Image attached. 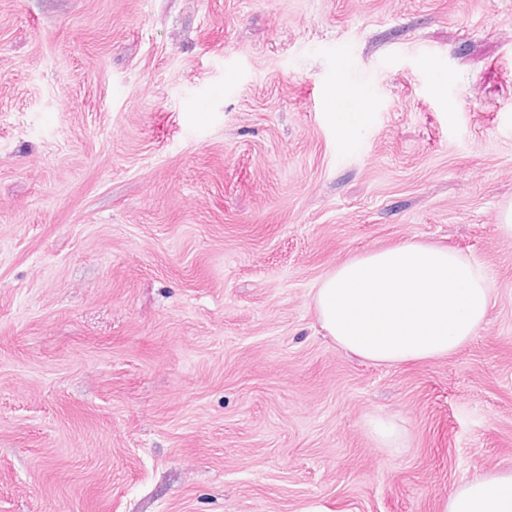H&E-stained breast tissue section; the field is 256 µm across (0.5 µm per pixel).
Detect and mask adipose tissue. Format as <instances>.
Wrapping results in <instances>:
<instances>
[{
    "mask_svg": "<svg viewBox=\"0 0 512 512\" xmlns=\"http://www.w3.org/2000/svg\"><path fill=\"white\" fill-rule=\"evenodd\" d=\"M493 282L475 260L407 241L349 258L313 291L322 330L345 352L395 365L448 356L484 323ZM442 512H512V472L455 483Z\"/></svg>",
    "mask_w": 512,
    "mask_h": 512,
    "instance_id": "ef3b65f1",
    "label": "adipose tissue"
}]
</instances>
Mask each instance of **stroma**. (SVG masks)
I'll return each mask as SVG.
<instances>
[{
  "instance_id": "1",
  "label": "stroma",
  "mask_w": 512,
  "mask_h": 512,
  "mask_svg": "<svg viewBox=\"0 0 512 512\" xmlns=\"http://www.w3.org/2000/svg\"><path fill=\"white\" fill-rule=\"evenodd\" d=\"M511 203L512 0H0V512H442L512 470ZM408 240L485 267V322L338 349L314 286ZM370 427L372 434L382 448H405L401 431L391 421L375 418L371 420Z\"/></svg>"
}]
</instances>
